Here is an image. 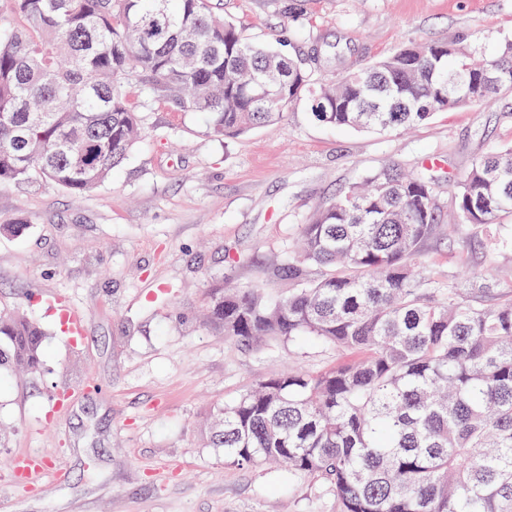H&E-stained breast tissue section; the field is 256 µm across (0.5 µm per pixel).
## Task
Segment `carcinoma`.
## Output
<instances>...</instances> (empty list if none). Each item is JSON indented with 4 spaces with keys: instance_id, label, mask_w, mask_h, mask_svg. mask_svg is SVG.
I'll return each mask as SVG.
<instances>
[{
    "instance_id": "obj_1",
    "label": "carcinoma",
    "mask_w": 512,
    "mask_h": 512,
    "mask_svg": "<svg viewBox=\"0 0 512 512\" xmlns=\"http://www.w3.org/2000/svg\"><path fill=\"white\" fill-rule=\"evenodd\" d=\"M0 183L48 180L74 196L107 182L142 135L138 87L215 136L280 121L305 100L341 129L384 134L512 93V42L402 45L332 82L315 59L244 38L208 0H0ZM435 169L388 165L301 225L270 298L209 290L204 325L235 343L315 340L357 357L263 379L216 410L224 464L313 475L340 512H512V289L464 270L438 288L411 270L441 220ZM460 224L512 218V146L454 185ZM316 265L325 273L308 277ZM489 301L478 303L476 297ZM42 327L0 303V371L42 366Z\"/></svg>"
}]
</instances>
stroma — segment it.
Segmentation results:
<instances>
[{
	"label": "stroma",
	"mask_w": 512,
	"mask_h": 512,
	"mask_svg": "<svg viewBox=\"0 0 512 512\" xmlns=\"http://www.w3.org/2000/svg\"><path fill=\"white\" fill-rule=\"evenodd\" d=\"M253 41L315 58L327 81L405 44L466 40L483 54L512 41V0H208ZM512 143V99L438 112L408 132L372 134L317 121L298 102L279 123L232 138L202 114L155 102L140 142L81 198L35 179L0 185V302L47 331L37 377H0V512H339L326 485L267 466H225L203 435L210 408L292 368L322 371L344 352L267 338L241 345L205 330L207 289L288 291L275 269L299 224L371 169L437 162L439 196L497 145ZM447 285L461 270L512 287V249L494 230L438 225L416 260ZM84 318L69 339L50 305ZM50 459L59 479L26 487L13 455Z\"/></svg>",
	"instance_id": "35a3bbf8"
}]
</instances>
